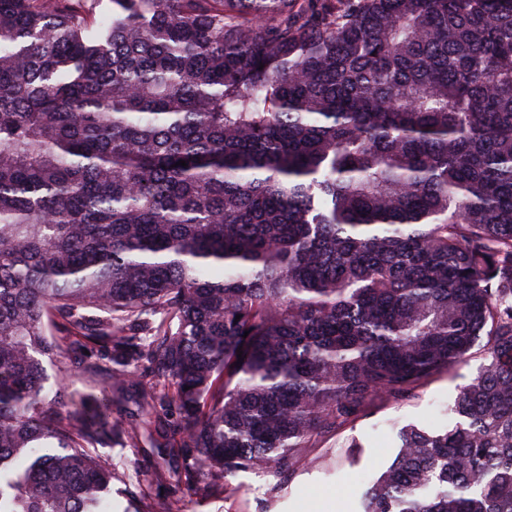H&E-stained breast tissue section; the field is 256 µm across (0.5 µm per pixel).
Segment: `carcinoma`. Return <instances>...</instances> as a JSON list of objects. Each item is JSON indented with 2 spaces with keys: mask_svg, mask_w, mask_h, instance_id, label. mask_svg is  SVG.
Returning a JSON list of instances; mask_svg holds the SVG:
<instances>
[{
  "mask_svg": "<svg viewBox=\"0 0 512 512\" xmlns=\"http://www.w3.org/2000/svg\"><path fill=\"white\" fill-rule=\"evenodd\" d=\"M101 2L0 0V512H102L145 438L284 479L476 347L362 512H512V0Z\"/></svg>",
  "mask_w": 512,
  "mask_h": 512,
  "instance_id": "1",
  "label": "carcinoma"
}]
</instances>
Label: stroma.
Masks as SVG:
<instances>
[{
	"label": "stroma",
	"mask_w": 512,
	"mask_h": 512,
	"mask_svg": "<svg viewBox=\"0 0 512 512\" xmlns=\"http://www.w3.org/2000/svg\"><path fill=\"white\" fill-rule=\"evenodd\" d=\"M480 364L476 358L433 378L409 402L374 401L351 428L305 449L304 467L286 483L264 473H238L231 483L242 486V493L224 500L200 505L183 497L167 449L146 445L137 451L111 448L107 454L119 470L152 481L154 491L178 501L181 512H358L368 483L395 456L391 426L428 425L438 430L453 426L448 407L460 387L476 377Z\"/></svg>",
	"instance_id": "obj_1"
}]
</instances>
